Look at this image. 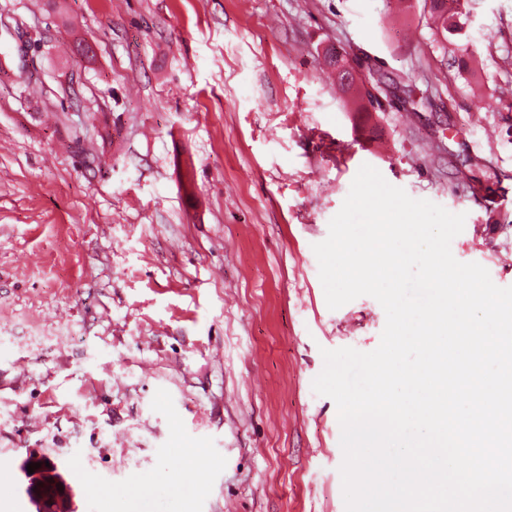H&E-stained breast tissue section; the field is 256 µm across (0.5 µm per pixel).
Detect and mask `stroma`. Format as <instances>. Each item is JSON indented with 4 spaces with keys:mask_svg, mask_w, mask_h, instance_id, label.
<instances>
[{
    "mask_svg": "<svg viewBox=\"0 0 512 512\" xmlns=\"http://www.w3.org/2000/svg\"><path fill=\"white\" fill-rule=\"evenodd\" d=\"M473 7L458 72L424 0H0V512L31 450L79 512H346L312 382L386 315L312 246L361 165L512 286V0ZM329 48L394 79L368 124Z\"/></svg>",
    "mask_w": 512,
    "mask_h": 512,
    "instance_id": "35a3bbf8",
    "label": "stroma"
}]
</instances>
